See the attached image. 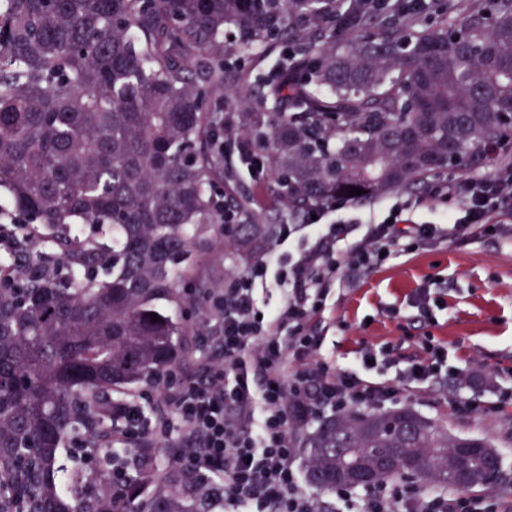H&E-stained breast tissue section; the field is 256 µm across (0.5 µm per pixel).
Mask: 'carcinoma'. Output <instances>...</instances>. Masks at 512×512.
<instances>
[{"label": "carcinoma", "instance_id": "cac0c4a2", "mask_svg": "<svg viewBox=\"0 0 512 512\" xmlns=\"http://www.w3.org/2000/svg\"><path fill=\"white\" fill-rule=\"evenodd\" d=\"M432 23L396 8L352 15L342 0H0V498L47 512H214L224 491L149 447L121 440L114 408L195 348L196 327L167 311L179 283L224 235L235 265L261 254L288 216L427 185L507 160L512 137V0H448ZM464 33L466 49L448 42ZM247 53L281 47L275 73ZM249 144L269 150L274 216L227 187L239 214L224 234V103ZM364 190L353 196L348 187ZM155 313L159 320H151ZM79 442L98 472H68ZM307 480L336 467L327 448H402L444 488L487 484L480 438L451 436L411 407L350 410L305 424Z\"/></svg>", "mask_w": 512, "mask_h": 512}]
</instances>
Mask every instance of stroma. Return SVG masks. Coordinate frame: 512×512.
<instances>
[{
    "label": "stroma",
    "mask_w": 512,
    "mask_h": 512,
    "mask_svg": "<svg viewBox=\"0 0 512 512\" xmlns=\"http://www.w3.org/2000/svg\"><path fill=\"white\" fill-rule=\"evenodd\" d=\"M426 284L439 306L421 322L410 301ZM312 326L330 364L371 381L394 380L398 370L364 368V348L388 345L406 362L420 355L414 337L428 333L447 347L449 369L463 371L465 381H430L403 390L395 403L449 434L487 439L501 458L500 475L471 495L494 512H512V401L499 399L512 390V242L479 237L393 255L332 288ZM461 398L473 408L460 409Z\"/></svg>",
    "instance_id": "1"
}]
</instances>
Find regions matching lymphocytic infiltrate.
I'll return each mask as SVG.
<instances>
[{"label":"lymphocytic infiltrate","instance_id":"f902f5d3","mask_svg":"<svg viewBox=\"0 0 512 512\" xmlns=\"http://www.w3.org/2000/svg\"><path fill=\"white\" fill-rule=\"evenodd\" d=\"M512 165L492 176L448 181L427 195L397 201L379 223L330 224L335 201L315 207L314 240L288 259L271 258L212 289L198 325L220 352L202 377L171 372L160 393L172 413L157 427L163 451L183 469L224 488V512H321L294 465L298 421L327 412L385 407L400 386L438 377L447 363L443 345L421 339L425 358L408 362L395 382H374L336 369L320 354L310 321L329 289L346 272L368 269L386 255L417 246L435 248L467 237L512 241ZM436 200L457 202L440 223L417 224L416 210ZM285 286V300L261 303L260 285ZM358 512H485L481 500L428 493L404 483L366 492Z\"/></svg>","mask_w":512,"mask_h":512}]
</instances>
